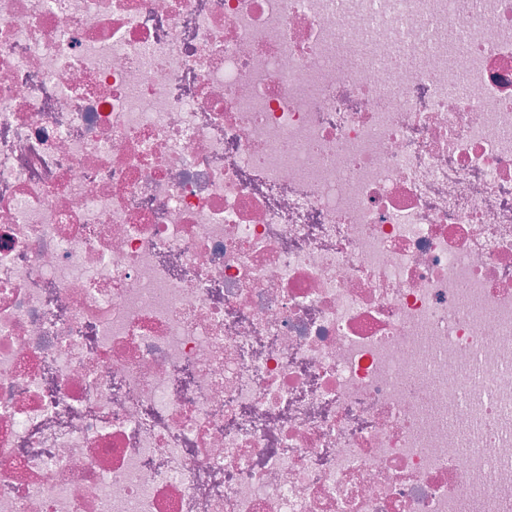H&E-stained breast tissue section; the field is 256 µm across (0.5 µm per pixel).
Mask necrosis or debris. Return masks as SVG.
Masks as SVG:
<instances>
[{
  "label": "necrosis or debris",
  "instance_id": "obj_1",
  "mask_svg": "<svg viewBox=\"0 0 512 512\" xmlns=\"http://www.w3.org/2000/svg\"><path fill=\"white\" fill-rule=\"evenodd\" d=\"M0 512H512V0H0Z\"/></svg>",
  "mask_w": 512,
  "mask_h": 512
}]
</instances>
